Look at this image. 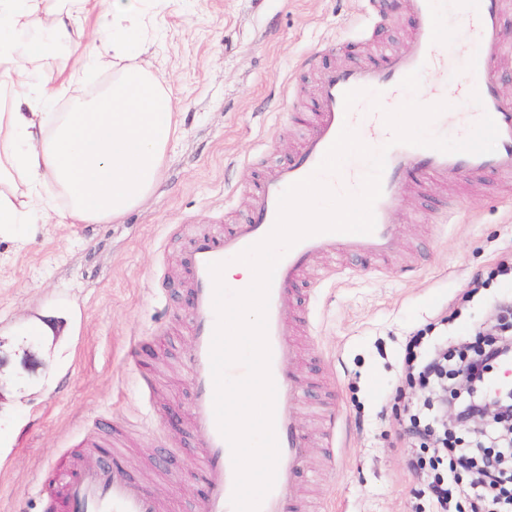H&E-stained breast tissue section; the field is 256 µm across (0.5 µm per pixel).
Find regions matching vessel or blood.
I'll list each match as a JSON object with an SVG mask.
<instances>
[{"instance_id":"obj_1","label":"vessel or blood","mask_w":512,"mask_h":512,"mask_svg":"<svg viewBox=\"0 0 512 512\" xmlns=\"http://www.w3.org/2000/svg\"><path fill=\"white\" fill-rule=\"evenodd\" d=\"M402 3L415 20L411 49L385 56L374 64L321 69L315 118L299 151L254 186L248 214L239 224L221 233L197 237L184 255L191 277L192 331L188 352L193 387L191 424L202 439L199 471L207 488L202 512H233L231 496L235 481L231 448L217 428L213 410L210 351L216 316L209 264L233 258L272 230L280 194L316 169L344 126L366 124L378 143L389 144L382 195L374 205V231L321 233L299 242L280 260L271 284L267 336L270 370L277 389L274 426L280 455L275 485L263 500L260 512H294L299 500L297 475L304 462L305 445L294 417L300 394L290 381L296 357V348L288 338V322L295 314L288 302L293 287L320 256L337 252L370 261L385 258L394 245L393 214L403 194L424 187L427 179L512 175V101L500 95L491 69L493 59L512 49V38L505 36L501 26L499 0H475L467 24L475 31L479 47L464 60L466 78L453 89L458 101L477 103L476 111L457 113L463 130H471L484 112L495 121L499 137L494 153H442L404 144L393 146L389 143L392 133L380 112L363 116L358 109H345L343 95L351 89L380 92L384 102L397 106L407 98L400 83L409 73L419 70L447 76L448 59L440 50L448 41V30L439 0H402ZM44 499L47 512H159L153 495L141 489L109 459L90 466L74 462L58 491L45 494Z\"/></svg>"}]
</instances>
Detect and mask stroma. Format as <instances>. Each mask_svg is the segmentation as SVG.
Wrapping results in <instances>:
<instances>
[{
	"instance_id": "1",
	"label": "stroma",
	"mask_w": 512,
	"mask_h": 512,
	"mask_svg": "<svg viewBox=\"0 0 512 512\" xmlns=\"http://www.w3.org/2000/svg\"><path fill=\"white\" fill-rule=\"evenodd\" d=\"M145 55L179 131L148 199L111 224H24L0 236V512H44L77 457L115 448L160 512H199L204 485L188 350L187 274L200 234L240 222L251 187L293 156L313 114L319 70L409 49L403 7L367 26L360 0H149ZM397 246L375 264L344 255L304 278L295 417L307 444V512H414L412 467L431 449L404 436L396 398L407 336L472 339L512 295L491 277L512 252V178L435 179L394 216ZM487 288L461 311L475 276ZM95 439L96 450L84 442Z\"/></svg>"
}]
</instances>
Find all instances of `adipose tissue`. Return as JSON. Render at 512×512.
<instances>
[{"label":"adipose tissue","instance_id":"adipose-tissue-1","mask_svg":"<svg viewBox=\"0 0 512 512\" xmlns=\"http://www.w3.org/2000/svg\"><path fill=\"white\" fill-rule=\"evenodd\" d=\"M93 0H0V232L59 211L71 224H100L143 203L159 180L177 130L166 92L145 67L143 34L153 24L145 0H111L86 39L77 21ZM83 47L86 56L122 60L103 92L53 109L56 88L29 66L33 53ZM57 197L42 195L46 186ZM65 205H57V198Z\"/></svg>","mask_w":512,"mask_h":512}]
</instances>
